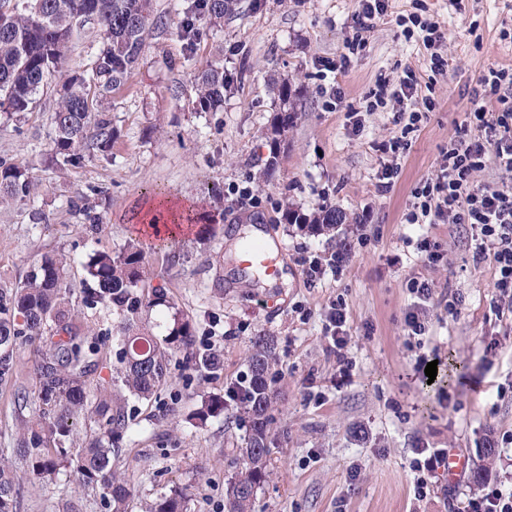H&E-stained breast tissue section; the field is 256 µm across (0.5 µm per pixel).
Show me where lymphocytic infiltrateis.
I'll list each match as a JSON object with an SVG mask.
<instances>
[{"mask_svg": "<svg viewBox=\"0 0 512 512\" xmlns=\"http://www.w3.org/2000/svg\"><path fill=\"white\" fill-rule=\"evenodd\" d=\"M391 96L397 103L399 135L377 143L381 154L398 158L409 150V135L435 108L423 94L416 74L405 71L395 88L379 86L376 100ZM472 112L441 153L435 177L426 179L413 193L406 215L410 224H465L475 243L474 258L492 257L495 263L493 304L512 312V186H480L474 175L494 161L500 171L512 174V71L491 68L471 91Z\"/></svg>", "mask_w": 512, "mask_h": 512, "instance_id": "obj_1", "label": "lymphocytic infiltrate"}]
</instances>
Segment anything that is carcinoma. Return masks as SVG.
<instances>
[{
  "label": "carcinoma",
  "mask_w": 512,
  "mask_h": 512,
  "mask_svg": "<svg viewBox=\"0 0 512 512\" xmlns=\"http://www.w3.org/2000/svg\"><path fill=\"white\" fill-rule=\"evenodd\" d=\"M234 7L235 0H194L191 12L218 25ZM149 8L150 0H19L10 9L0 5V114L19 120L32 111L68 51L74 24L95 20L102 48L89 77L75 76L63 86L51 115L52 161L76 166L91 152L112 151L116 134L102 106L137 61ZM228 89L224 67L202 72L197 81L198 110H217ZM278 100L262 170L265 177L276 169L282 137L302 111L300 91L288 82L279 85ZM33 191L25 165L0 158V202L24 201ZM282 219L314 233L329 232L335 229L336 211L309 216L287 208ZM150 256L141 240L132 239L118 252H93L83 265L82 304L110 309L118 317L113 327L117 364L108 384L94 388L88 380L98 366L100 340L72 306L71 259L47 254L24 281L0 285V383L17 375L18 337L35 344L33 388L22 392L21 399L38 406V418L22 425L17 453L27 472L38 478L50 479L72 469L96 483L113 512H126L131 496L126 482L112 470V458L121 452L112 447V440L126 432L131 420L117 396L127 392L141 401L152 400L167 383L174 349L192 345L189 320L174 316L169 333L160 339L143 319L144 313L165 302L164 289L153 285ZM46 336L55 338L47 349L40 345ZM253 347L248 372L230 389L249 430L246 446L239 449L241 467L225 487L224 512H251L255 489L266 477L276 445L269 414L274 402L269 385L274 342L258 336ZM80 417L94 423L96 431L73 453L68 443L73 421ZM19 480L13 462L0 457V512H14ZM149 512H182V498L177 493L166 496Z\"/></svg>",
  "instance_id": "obj_1"
}]
</instances>
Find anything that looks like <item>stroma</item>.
<instances>
[{
    "label": "stroma",
    "mask_w": 512,
    "mask_h": 512,
    "mask_svg": "<svg viewBox=\"0 0 512 512\" xmlns=\"http://www.w3.org/2000/svg\"><path fill=\"white\" fill-rule=\"evenodd\" d=\"M136 65L104 104L117 138L108 155H87L76 167L50 163L51 114L70 76L90 72L101 42L91 22L75 24L70 52L22 121L0 117V158L25 162L36 185L24 202L0 205V281L16 283L44 254L74 258L80 281L92 251H119L143 221L148 205L170 197L195 204L208 226L193 224L180 238V259L151 257L170 306L148 315L165 337L174 313L193 327L191 348L177 349L169 378L149 402L130 399L133 415L112 468L132 491L128 512L184 494V512H224V485L238 470L246 427L227 389L247 371L256 336L272 337L276 362L271 429L279 446L269 475L255 491L254 512H448L482 484L512 483V314L492 303V259L474 261L469 230L460 224L405 221L413 190L435 174L440 151L471 108L470 93L488 68L512 69V0H388L366 43L339 74L318 59H337L354 34L358 0H237L222 27L199 23L195 43L182 36L190 0H152ZM425 7L447 36L436 50L405 40L401 16ZM446 62L432 73L431 54ZM224 67L233 84L214 112L195 106V82L209 66ZM433 82L436 107L398 158L392 189L377 190L385 160L376 142L399 134L392 105L370 109L379 84L395 86L405 70ZM290 80L302 91L304 110L281 144L271 176L259 172L269 153L267 132L279 108L277 86ZM338 82L342 107L322 93ZM355 108L352 131L346 108ZM250 200H239L238 189ZM86 196L99 217L84 224L69 207ZM292 208L309 214L340 212L334 232L313 234L284 223ZM373 221L356 227L362 210ZM43 222L34 223L33 214ZM261 225L286 249L288 283L267 288L243 270L233 242L249 225ZM436 243L440 262H424L421 237ZM351 257L308 284L304 266L343 244ZM429 281L425 335H409L405 319L420 306L409 285ZM343 300L347 312L349 376H340L325 314ZM213 352L218 373L196 369L189 353ZM441 362L435 382L420 380L421 358ZM15 388L0 386V448H16L22 421ZM223 398L222 414L199 421L204 403ZM447 448L464 454L468 468L456 481H429L414 494L415 449ZM356 481H349L350 468ZM16 512H109L96 485L69 470L56 481L24 474Z\"/></svg>",
    "instance_id": "35a3bbf8"
}]
</instances>
